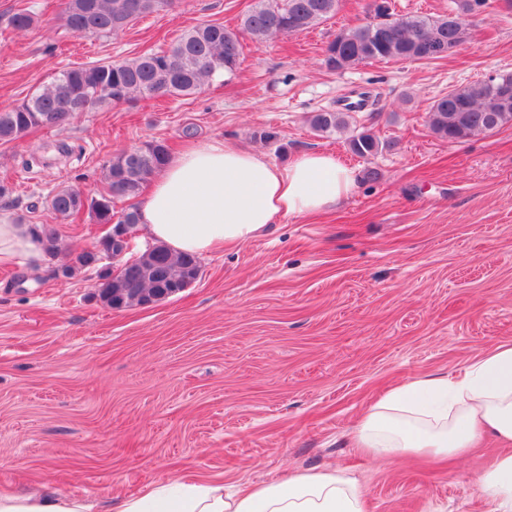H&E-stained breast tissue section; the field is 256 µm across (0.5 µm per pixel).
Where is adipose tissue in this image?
<instances>
[{
    "mask_svg": "<svg viewBox=\"0 0 512 512\" xmlns=\"http://www.w3.org/2000/svg\"><path fill=\"white\" fill-rule=\"evenodd\" d=\"M356 172L329 153L274 164L230 143L169 157L139 209L145 233L175 254L203 256L243 245L289 217L326 213L347 198ZM39 228L0 219V265L40 267ZM509 453L477 480L491 512H512V344L474 356L457 373L420 378L386 392L357 426L355 446L372 459L410 453L467 454L483 435ZM0 512H93L82 495L51 489L0 494ZM104 512H365L363 492L344 470L253 481L226 491L223 475L183 477L109 498Z\"/></svg>",
    "mask_w": 512,
    "mask_h": 512,
    "instance_id": "1",
    "label": "adipose tissue"
}]
</instances>
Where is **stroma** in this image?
<instances>
[{"label":"stroma","instance_id":"35a3bbf8","mask_svg":"<svg viewBox=\"0 0 512 512\" xmlns=\"http://www.w3.org/2000/svg\"><path fill=\"white\" fill-rule=\"evenodd\" d=\"M253 0H174L111 38H84L58 0H0V109L67 67L123 60L203 23L235 27ZM377 0H342L302 33L243 39L236 72L191 96L79 112L61 127L0 143V219L51 224L61 186L97 195L114 153L229 141L284 163L333 154L357 171L331 212L288 218L201 257L198 280L149 306L111 309L96 271L68 279L0 267V493L40 484L95 500L183 476L225 485L342 469L366 512H490L476 478L500 453L372 461L351 446L389 389L459 370L512 343V125L451 143L426 114L449 90L512 72V8L486 0L471 39L433 61L321 63L337 32L375 19ZM39 14L17 32L14 14ZM353 90L354 112L388 147L352 155L345 134L307 118ZM264 131L274 140L261 139Z\"/></svg>","mask_w":512,"mask_h":512}]
</instances>
